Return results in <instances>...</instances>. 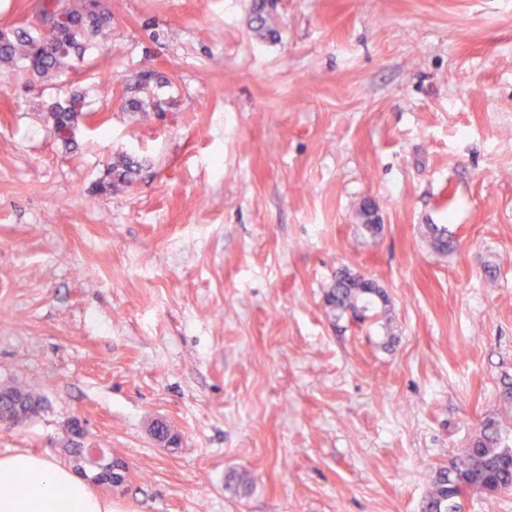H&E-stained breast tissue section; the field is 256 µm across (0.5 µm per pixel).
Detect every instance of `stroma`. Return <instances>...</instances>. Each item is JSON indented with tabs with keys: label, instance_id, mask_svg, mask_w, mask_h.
Instances as JSON below:
<instances>
[{
	"label": "stroma",
	"instance_id": "stroma-1",
	"mask_svg": "<svg viewBox=\"0 0 512 512\" xmlns=\"http://www.w3.org/2000/svg\"><path fill=\"white\" fill-rule=\"evenodd\" d=\"M273 2L263 36L255 0H112L96 69L0 85V386L43 398L0 456L81 419L129 465L112 512H421L482 420L512 432V0ZM144 71L162 111L114 107ZM74 90L106 120L71 151L41 109ZM343 271L389 345L329 312ZM139 170L138 163L130 157H119L104 165L103 176L93 185V193H107L119 187H129L134 183Z\"/></svg>",
	"mask_w": 512,
	"mask_h": 512
}]
</instances>
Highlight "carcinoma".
I'll use <instances>...</instances> for the list:
<instances>
[{
  "label": "carcinoma",
  "instance_id": "obj_1",
  "mask_svg": "<svg viewBox=\"0 0 512 512\" xmlns=\"http://www.w3.org/2000/svg\"><path fill=\"white\" fill-rule=\"evenodd\" d=\"M270 9L262 6L254 13L255 29L268 33L273 30ZM112 25V3L98 0H71V17L52 32H44L35 24L0 30V82L20 80L31 74L42 82L60 79L76 68L77 62L92 60L97 41L106 37ZM171 84L165 77L149 73L134 78L127 89L134 94L121 98L122 107L134 112H157L160 104L151 103L139 94L148 93L151 83ZM50 134L64 145L74 143L68 131L81 126L89 116L85 97L73 93L62 101L42 108ZM138 163L120 157L104 165L103 176L93 185L94 193H107L134 183ZM431 245L439 253L455 248L446 230L431 225ZM329 306L340 311L359 313L360 320L373 319L378 313L376 296L365 288L354 287L345 275L336 277L326 294ZM455 459L466 460L465 467L451 470L439 468L425 499L423 512H464L463 502L471 492L493 497L512 490V446L504 443L502 425L488 418L480 422L470 445Z\"/></svg>",
  "mask_w": 512,
  "mask_h": 512
}]
</instances>
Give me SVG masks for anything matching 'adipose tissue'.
<instances>
[{"mask_svg":"<svg viewBox=\"0 0 512 512\" xmlns=\"http://www.w3.org/2000/svg\"><path fill=\"white\" fill-rule=\"evenodd\" d=\"M0 512H112L72 468L30 452L0 456Z\"/></svg>","mask_w":512,"mask_h":512,"instance_id":"1","label":"adipose tissue"}]
</instances>
